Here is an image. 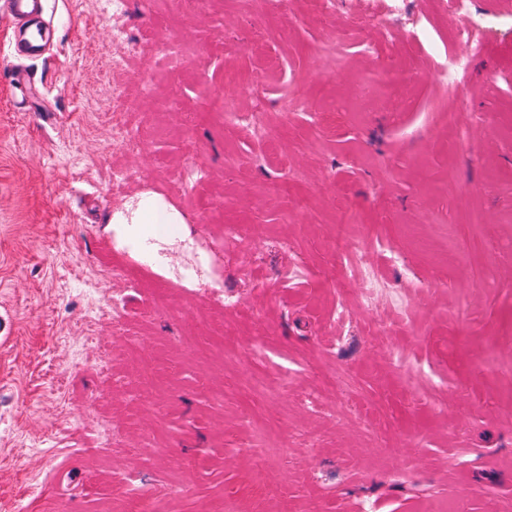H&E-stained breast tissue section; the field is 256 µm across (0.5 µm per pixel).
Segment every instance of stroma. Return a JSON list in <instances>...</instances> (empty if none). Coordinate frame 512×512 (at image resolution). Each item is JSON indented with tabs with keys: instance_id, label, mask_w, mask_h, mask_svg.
<instances>
[{
	"instance_id": "obj_1",
	"label": "stroma",
	"mask_w": 512,
	"mask_h": 512,
	"mask_svg": "<svg viewBox=\"0 0 512 512\" xmlns=\"http://www.w3.org/2000/svg\"><path fill=\"white\" fill-rule=\"evenodd\" d=\"M53 2L36 59L0 11V512H130L140 485L157 512H512V0H484L469 94L434 79L465 50L447 0H413L417 38L383 0ZM148 193L223 293L141 264L114 217ZM348 261L347 272L361 277L365 283L364 288L366 289L362 295V302L365 306H368L372 302L374 292L381 288V284L375 279L371 269L364 264L361 255L351 253L348 256Z\"/></svg>"
}]
</instances>
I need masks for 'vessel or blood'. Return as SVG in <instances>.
I'll return each instance as SVG.
<instances>
[{
	"label": "vessel or blood",
	"mask_w": 512,
	"mask_h": 512,
	"mask_svg": "<svg viewBox=\"0 0 512 512\" xmlns=\"http://www.w3.org/2000/svg\"><path fill=\"white\" fill-rule=\"evenodd\" d=\"M0 8L16 24L11 54L28 58L43 55L51 40L46 0H0Z\"/></svg>",
	"instance_id": "vessel-or-blood-1"
}]
</instances>
